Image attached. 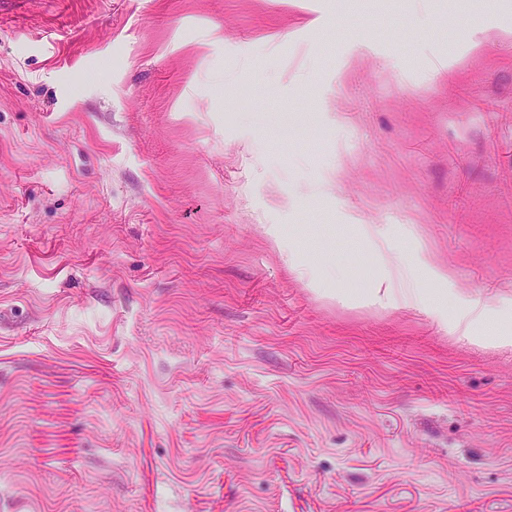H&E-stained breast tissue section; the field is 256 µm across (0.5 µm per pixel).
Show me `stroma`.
Returning <instances> with one entry per match:
<instances>
[{
  "instance_id": "obj_1",
  "label": "stroma",
  "mask_w": 512,
  "mask_h": 512,
  "mask_svg": "<svg viewBox=\"0 0 512 512\" xmlns=\"http://www.w3.org/2000/svg\"><path fill=\"white\" fill-rule=\"evenodd\" d=\"M503 25L501 0L1 10L0 512H512V352L435 320L512 323ZM388 276L426 309L358 306ZM488 309L482 303H466L463 309L456 314L449 326L451 334L458 335L471 343L494 346L511 347L512 330L497 332L491 336L486 335L481 327L485 323Z\"/></svg>"
}]
</instances>
